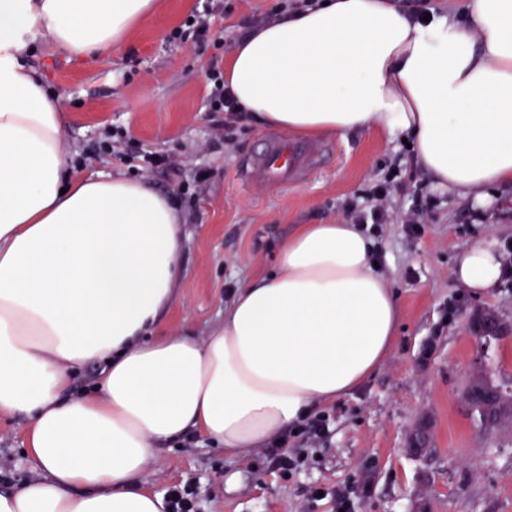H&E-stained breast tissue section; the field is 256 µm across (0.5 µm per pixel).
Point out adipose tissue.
Wrapping results in <instances>:
<instances>
[{
    "mask_svg": "<svg viewBox=\"0 0 512 512\" xmlns=\"http://www.w3.org/2000/svg\"><path fill=\"white\" fill-rule=\"evenodd\" d=\"M157 8L0 0V414L27 418L41 469L0 512H166L140 483L158 444L196 429L228 454L266 447L369 378L398 330L373 240L339 221L298 225L209 335L147 340L181 276L179 205L75 174L66 114L24 59L38 34L74 58L120 51ZM224 89L262 127L409 138L438 188L478 204L512 183V0H467L459 19L317 0L237 40ZM503 272L486 242L454 270L478 294ZM91 362L93 396L65 397Z\"/></svg>",
    "mask_w": 512,
    "mask_h": 512,
    "instance_id": "ef3b65f1",
    "label": "adipose tissue"
}]
</instances>
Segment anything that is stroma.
Returning <instances> with one entry per match:
<instances>
[{
  "label": "stroma",
  "mask_w": 512,
  "mask_h": 512,
  "mask_svg": "<svg viewBox=\"0 0 512 512\" xmlns=\"http://www.w3.org/2000/svg\"><path fill=\"white\" fill-rule=\"evenodd\" d=\"M162 10L129 38L122 52L89 62L67 57L35 38L27 64L60 98L68 116L65 149L84 176L122 173L142 178L182 203L183 273L177 301L151 338L203 336L224 320L241 281L272 272L280 244L299 224H330L345 203L367 204V190L387 171L399 188L385 207L389 222L376 234L378 271L396 293L400 329L378 369L357 389L324 405L329 437L308 445V459L292 477L261 454H225L222 445L193 434L158 448L141 481L165 493L192 485L201 512H337L335 495L348 489L352 512H512V426L480 431L461 398L468 376L486 366L512 391V334L484 343L470 323L495 312L512 324V187L491 203L434 189L411 163V149L374 131L331 136L333 155L302 185L258 195L243 186L242 161L268 136L267 128L238 123L218 141L224 116L209 110L207 73L214 41L232 49L240 24L275 13L286 0H160ZM209 26L206 39H172L190 20ZM174 160L179 180L166 179L147 159ZM207 180H199V172ZM430 189L433 207L407 225L416 187ZM478 240L505 259L500 283L472 295L454 278L461 249ZM429 421L432 447L414 458L408 429ZM27 426L0 414V491L31 472L24 462ZM324 489L314 497L312 489Z\"/></svg>",
  "instance_id": "obj_1"
}]
</instances>
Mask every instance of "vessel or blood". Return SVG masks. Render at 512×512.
<instances>
[{"instance_id":"obj_1","label":"vessel or blood","mask_w":512,"mask_h":512,"mask_svg":"<svg viewBox=\"0 0 512 512\" xmlns=\"http://www.w3.org/2000/svg\"><path fill=\"white\" fill-rule=\"evenodd\" d=\"M329 151L324 143L270 136L242 163L241 179L257 191L296 185Z\"/></svg>"}]
</instances>
